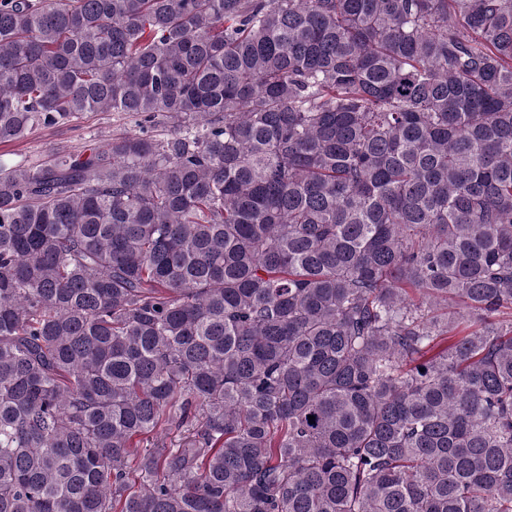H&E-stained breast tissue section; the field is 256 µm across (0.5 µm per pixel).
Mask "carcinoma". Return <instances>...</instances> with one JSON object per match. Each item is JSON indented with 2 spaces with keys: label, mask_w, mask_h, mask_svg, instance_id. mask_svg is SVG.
Segmentation results:
<instances>
[{
  "label": "carcinoma",
  "mask_w": 512,
  "mask_h": 512,
  "mask_svg": "<svg viewBox=\"0 0 512 512\" xmlns=\"http://www.w3.org/2000/svg\"><path fill=\"white\" fill-rule=\"evenodd\" d=\"M92 112L0 162V512H512V0H0V144ZM116 129H125L133 133L140 130L130 118H123L112 112H98L89 115L77 125L43 128L22 142L0 144V158L5 163H12L25 156L29 159L43 157L50 148L71 149L88 144L102 147Z\"/></svg>",
  "instance_id": "1"
}]
</instances>
